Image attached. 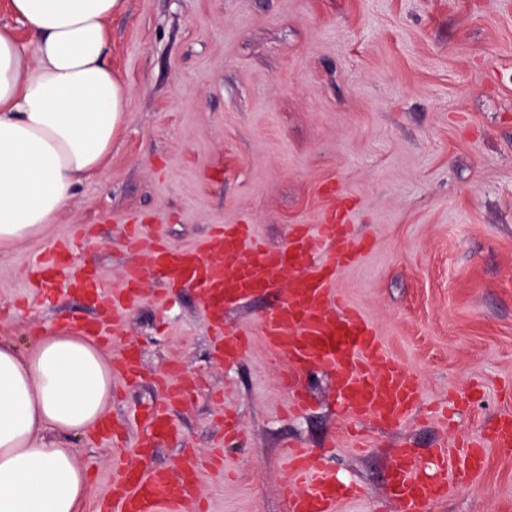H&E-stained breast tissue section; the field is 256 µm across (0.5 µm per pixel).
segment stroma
<instances>
[{
    "label": "stroma",
    "mask_w": 512,
    "mask_h": 512,
    "mask_svg": "<svg viewBox=\"0 0 512 512\" xmlns=\"http://www.w3.org/2000/svg\"><path fill=\"white\" fill-rule=\"evenodd\" d=\"M106 29L128 97L105 167L40 236L0 249V342L25 352L42 328L99 321L101 353L139 361L136 382L113 381L105 428L70 440L84 512L111 500L117 467L178 475L188 459L201 512H289L293 444L328 451L359 486L335 512H394L397 449L424 468L438 442L485 438L512 413V0H122ZM331 189L367 243L335 290L418 386L407 419L367 427L363 452L329 374L300 375L310 404L290 411L288 361L257 331L276 295L225 310V332L249 338L232 363L195 289L148 277L135 303H112L153 243L203 250L245 224L278 247L297 226L317 233ZM59 242L103 282L97 302L32 285L31 263ZM173 366L193 393L139 458L135 415L162 401ZM425 512H512V448L487 445L481 470L448 478Z\"/></svg>",
    "instance_id": "1"
}]
</instances>
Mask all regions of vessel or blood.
I'll return each instance as SVG.
<instances>
[{"label": "vessel or blood", "instance_id": "1", "mask_svg": "<svg viewBox=\"0 0 512 512\" xmlns=\"http://www.w3.org/2000/svg\"><path fill=\"white\" fill-rule=\"evenodd\" d=\"M348 215L343 207L333 208L321 226L328 249L308 270L298 265L307 251V236L299 232L278 249L264 243L248 242L242 224L225 225L213 242L215 257L203 261L197 250L159 245L149 264L151 276L180 281L199 290L201 303L215 325H222L224 309L259 292L278 290L275 307L258 328L277 352L287 357L292 369L308 372L324 368L335 374L337 385L350 416L384 423L404 419L415 399L411 378L383 352L371 323L345 303L333 284L336 272L358 259V250L345 237ZM144 272L129 268L123 287L112 293L113 303L134 302ZM219 356L236 359L246 349L245 337L219 336L215 346ZM149 434L139 446L148 450L152 440L172 433V425L162 410L146 417ZM483 445L467 444L455 456L438 452L439 467L473 469ZM303 462L307 480L304 488L285 486L291 512H333L348 490L339 485L304 449L294 450ZM195 471L175 478L166 471L122 469L114 487L120 512H159L161 506L177 507L194 492ZM444 479L419 470L413 451L398 449L391 467L390 493L396 512H423L425 505L444 487Z\"/></svg>", "mask_w": 512, "mask_h": 512}]
</instances>
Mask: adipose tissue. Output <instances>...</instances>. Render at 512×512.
Returning a JSON list of instances; mask_svg holds the SVG:
<instances>
[{
  "label": "adipose tissue",
  "mask_w": 512,
  "mask_h": 512,
  "mask_svg": "<svg viewBox=\"0 0 512 512\" xmlns=\"http://www.w3.org/2000/svg\"><path fill=\"white\" fill-rule=\"evenodd\" d=\"M35 36L0 29V248L34 238L102 171L127 110L106 61L120 0H10ZM112 368L91 337L45 332L0 343V512H80L89 478L71 435L100 429Z\"/></svg>",
  "instance_id": "1"
}]
</instances>
